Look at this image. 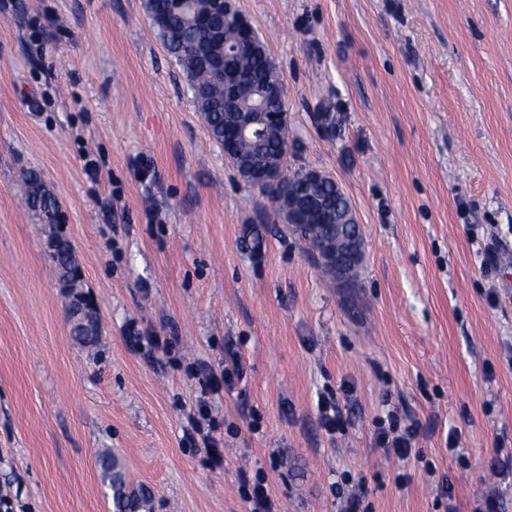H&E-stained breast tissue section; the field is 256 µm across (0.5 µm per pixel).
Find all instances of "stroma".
Masks as SVG:
<instances>
[{"instance_id": "1", "label": "stroma", "mask_w": 512, "mask_h": 512, "mask_svg": "<svg viewBox=\"0 0 512 512\" xmlns=\"http://www.w3.org/2000/svg\"><path fill=\"white\" fill-rule=\"evenodd\" d=\"M236 6L285 84L289 170L326 171L363 230L356 285L239 178L144 0H0V490L114 512L109 448L141 512H250L243 474L280 512H345L347 475L358 512H512V0ZM30 171L57 223L20 203ZM57 236L98 304L91 347ZM231 355L242 381L203 393ZM391 413L418 427L404 463L375 441ZM54 242L57 243L59 247L51 251L50 260L54 265L60 283L67 275L72 261L76 260L69 241L56 238L52 243ZM320 421L328 433H336L342 424V416L336 402L323 397L318 403Z\"/></svg>"}]
</instances>
